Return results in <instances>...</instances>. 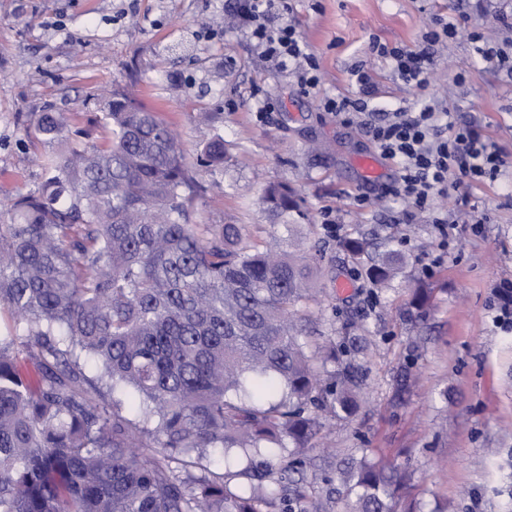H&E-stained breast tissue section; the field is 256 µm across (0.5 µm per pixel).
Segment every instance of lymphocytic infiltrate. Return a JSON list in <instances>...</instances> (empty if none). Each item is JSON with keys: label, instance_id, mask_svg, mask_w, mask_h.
Segmentation results:
<instances>
[{"label": "lymphocytic infiltrate", "instance_id": "lymphocytic-infiltrate-1", "mask_svg": "<svg viewBox=\"0 0 512 512\" xmlns=\"http://www.w3.org/2000/svg\"><path fill=\"white\" fill-rule=\"evenodd\" d=\"M291 0H236L238 28L254 41L261 55L276 68L293 75L303 93L317 89L319 63L301 39L292 18ZM457 33L455 25L433 20L416 49L375 44L378 56L389 61L395 74L417 88L428 85L438 46ZM326 111L346 123H364L378 152L393 160L396 176L376 194L361 193L357 206L371 205L374 196L406 201L416 213H432L436 196L447 194L451 182L493 181L505 161L472 126H458L448 113L424 105L416 112H370L364 99L326 97Z\"/></svg>", "mask_w": 512, "mask_h": 512}]
</instances>
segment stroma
Masks as SVG:
<instances>
[{
  "mask_svg": "<svg viewBox=\"0 0 512 512\" xmlns=\"http://www.w3.org/2000/svg\"><path fill=\"white\" fill-rule=\"evenodd\" d=\"M321 74L317 94L276 70L233 25V0H0V203L34 191L53 146L36 135L38 112L65 113L71 130L106 145L99 121L116 89L156 112L182 139L188 162L222 134L234 161L200 170L202 223L245 224L281 240L259 198L289 182L304 201L303 233L320 252L323 288L313 318L325 334L359 313L374 340L357 413L333 421L328 447L391 463L410 481L403 512H512V327L498 320L495 290L512 281V72L481 62L469 39L512 54V0H292ZM457 24L429 85L404 84L374 42L415 48L433 19ZM372 78L368 109L412 112L427 102L478 127L506 165L497 180L438 198L458 232L442 244L425 215L407 219L388 197L360 209L368 188L356 159L369 137L327 112L321 99L358 97L354 67ZM268 117L258 121L259 106ZM333 212L337 227L323 224ZM487 216L472 231L470 221ZM375 232L409 255L391 287H373L338 246ZM433 291L410 320L412 291Z\"/></svg>",
  "mask_w": 512,
  "mask_h": 512,
  "instance_id": "obj_1",
  "label": "stroma"
}]
</instances>
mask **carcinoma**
Returning a JSON list of instances; mask_svg holds the SVG:
<instances>
[{
  "label": "carcinoma",
  "mask_w": 512,
  "mask_h": 512,
  "mask_svg": "<svg viewBox=\"0 0 512 512\" xmlns=\"http://www.w3.org/2000/svg\"><path fill=\"white\" fill-rule=\"evenodd\" d=\"M102 121L105 148L34 114L63 148L37 191L0 205V512H397L408 474L365 456L336 464L333 497L294 478L325 422L358 408L371 347L362 322L311 326L302 198L262 188L284 246L202 224L177 134L124 93ZM231 161L221 135L197 152L201 167ZM339 246L376 288L407 264L363 235ZM217 457L245 465L218 473Z\"/></svg>",
  "instance_id": "obj_1"
}]
</instances>
